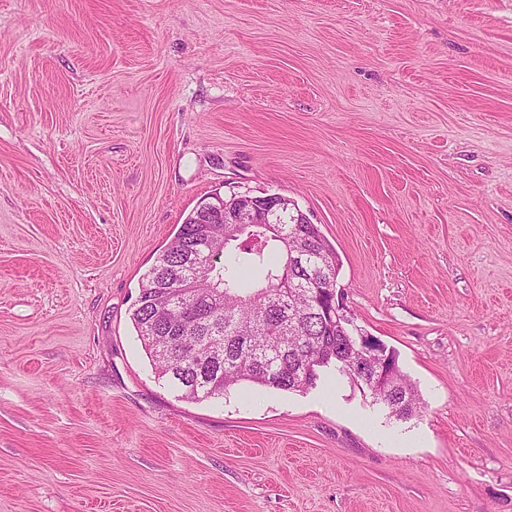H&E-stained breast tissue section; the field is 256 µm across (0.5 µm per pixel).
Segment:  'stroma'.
I'll list each match as a JSON object with an SVG mask.
<instances>
[{
  "instance_id": "1",
  "label": "stroma",
  "mask_w": 512,
  "mask_h": 512,
  "mask_svg": "<svg viewBox=\"0 0 512 512\" xmlns=\"http://www.w3.org/2000/svg\"><path fill=\"white\" fill-rule=\"evenodd\" d=\"M281 194L423 406L192 402L140 283ZM0 512H512V0H0Z\"/></svg>"
}]
</instances>
